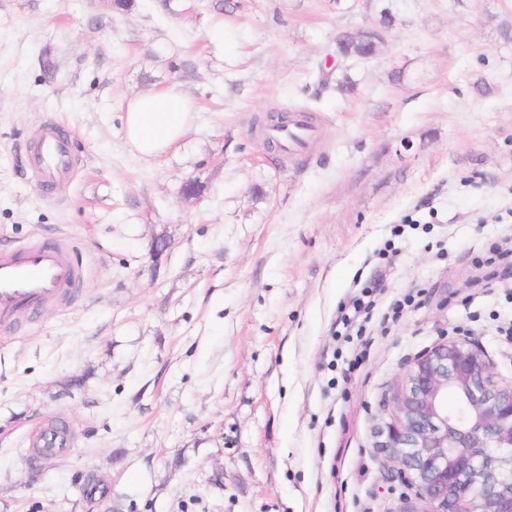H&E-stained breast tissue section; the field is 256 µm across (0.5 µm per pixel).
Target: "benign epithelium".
<instances>
[{
    "label": "benign epithelium",
    "mask_w": 512,
    "mask_h": 512,
    "mask_svg": "<svg viewBox=\"0 0 512 512\" xmlns=\"http://www.w3.org/2000/svg\"><path fill=\"white\" fill-rule=\"evenodd\" d=\"M386 405L383 466L422 512H512V380L478 342L451 337L419 353Z\"/></svg>",
    "instance_id": "benign-epithelium-1"
}]
</instances>
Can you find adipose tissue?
<instances>
[{"instance_id":"adipose-tissue-1","label":"adipose tissue","mask_w":512,"mask_h":512,"mask_svg":"<svg viewBox=\"0 0 512 512\" xmlns=\"http://www.w3.org/2000/svg\"><path fill=\"white\" fill-rule=\"evenodd\" d=\"M191 121V103L182 91L141 95L126 104V141L140 155L155 157L176 143Z\"/></svg>"}]
</instances>
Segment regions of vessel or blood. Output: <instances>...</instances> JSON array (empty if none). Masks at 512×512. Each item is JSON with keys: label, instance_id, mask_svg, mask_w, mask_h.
<instances>
[{"label": "vessel or blood", "instance_id": "b4317fda", "mask_svg": "<svg viewBox=\"0 0 512 512\" xmlns=\"http://www.w3.org/2000/svg\"><path fill=\"white\" fill-rule=\"evenodd\" d=\"M312 136V128L292 125L280 138L293 153L301 151ZM32 166L46 191L55 192L72 169L66 137L47 131L33 150ZM81 285V270L63 245L24 244L0 251V319L4 322L42 305L63 302ZM30 441L46 458L59 455L68 446L67 434L53 427L33 432Z\"/></svg>", "mask_w": 512, "mask_h": 512}]
</instances>
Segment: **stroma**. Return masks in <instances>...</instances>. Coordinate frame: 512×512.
Wrapping results in <instances>:
<instances>
[{"instance_id": "obj_1", "label": "stroma", "mask_w": 512, "mask_h": 512, "mask_svg": "<svg viewBox=\"0 0 512 512\" xmlns=\"http://www.w3.org/2000/svg\"><path fill=\"white\" fill-rule=\"evenodd\" d=\"M385 8L377 54L337 57ZM171 86L191 125L141 158L126 104ZM304 106L303 152L251 134ZM51 127L77 161L53 194ZM511 225L512 0H0V247L61 241L85 272L0 327V512H395L414 491L375 430L409 361L468 336L512 379V269L476 263ZM52 423L75 444L38 459ZM32 167L41 184L54 193L63 176L72 170V155L66 137L50 129L39 140L32 153ZM366 288H374V289H363L359 295H356L350 302L349 306H341L339 312L341 316H338L336 319V327L341 325L344 329V335L341 330H336V336H350L348 333L351 329H353L358 324V319L363 315H368L369 312L374 309L377 305V288H381L380 285H374L372 287Z\"/></svg>"}]
</instances>
